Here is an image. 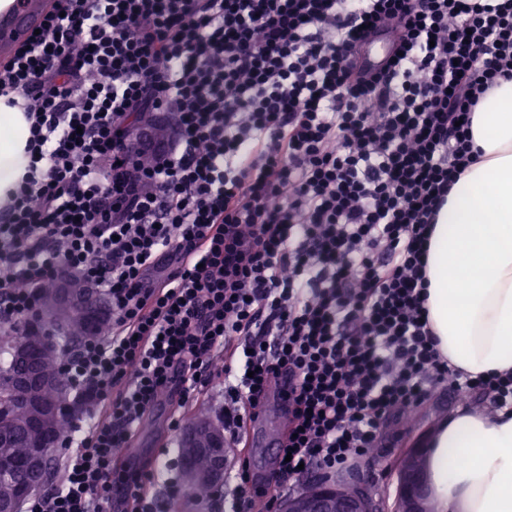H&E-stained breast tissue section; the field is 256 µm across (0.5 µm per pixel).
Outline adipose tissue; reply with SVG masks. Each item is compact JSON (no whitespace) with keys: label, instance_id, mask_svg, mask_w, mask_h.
I'll return each mask as SVG.
<instances>
[{"label":"adipose tissue","instance_id":"obj_1","mask_svg":"<svg viewBox=\"0 0 512 512\" xmlns=\"http://www.w3.org/2000/svg\"><path fill=\"white\" fill-rule=\"evenodd\" d=\"M30 123L0 99V211L28 169ZM480 151L455 182L426 255L425 307L440 352L471 377L512 373V81L472 115ZM441 512H512V409H462L430 444Z\"/></svg>","mask_w":512,"mask_h":512}]
</instances>
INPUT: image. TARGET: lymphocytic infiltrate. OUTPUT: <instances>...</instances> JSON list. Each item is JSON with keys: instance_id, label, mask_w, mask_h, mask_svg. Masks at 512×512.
<instances>
[{"instance_id": "f902f5d3", "label": "lymphocytic infiltrate", "mask_w": 512, "mask_h": 512, "mask_svg": "<svg viewBox=\"0 0 512 512\" xmlns=\"http://www.w3.org/2000/svg\"><path fill=\"white\" fill-rule=\"evenodd\" d=\"M386 25L389 57L360 68ZM507 78L512 0H53L0 64V95L31 123L0 223V330L65 272L101 290L112 323L62 363L92 421L27 512H148L156 482L179 491L121 453L161 395L187 401L215 373L232 443L269 395L286 406L283 485L361 476L439 385L512 407V376L449 367L424 307L472 114ZM160 116L172 138L141 141Z\"/></svg>"}]
</instances>
